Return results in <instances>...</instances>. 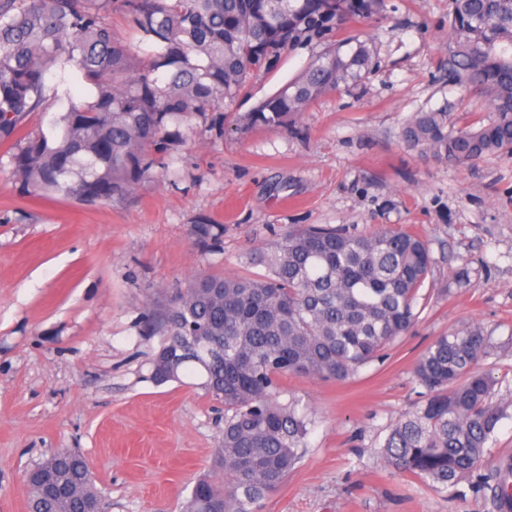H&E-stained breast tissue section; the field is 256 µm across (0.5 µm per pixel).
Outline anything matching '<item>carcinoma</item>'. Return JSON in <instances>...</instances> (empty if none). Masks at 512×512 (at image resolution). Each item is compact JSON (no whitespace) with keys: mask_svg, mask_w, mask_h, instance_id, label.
<instances>
[{"mask_svg":"<svg viewBox=\"0 0 512 512\" xmlns=\"http://www.w3.org/2000/svg\"><path fill=\"white\" fill-rule=\"evenodd\" d=\"M384 0H0V143L23 188L79 202L133 193L162 165L158 153L184 142L248 93L285 53L323 49L298 75L241 118L282 126L319 96L362 81L369 44L351 25ZM130 25L116 36L107 16ZM448 84L489 106L456 124L446 108L414 113L411 147L474 165L512 158V0H449ZM75 67L90 94L61 113L50 133L26 132L43 109L46 74ZM222 224L195 225V242L216 247ZM261 275L199 273L177 289L157 325L156 383L190 372L224 402V430L183 512H261L298 467L309 414L280 400L287 376L343 382L411 331L420 291L434 286L428 241L402 228L371 233L309 226L258 249ZM490 337L479 325L436 337L412 366L422 404L395 423L384 467L446 492L468 481L489 512H502L512 456L494 450L503 408L496 377L482 369ZM28 512H85L103 501L86 460L53 454L27 479Z\"/></svg>","mask_w":512,"mask_h":512,"instance_id":"1","label":"carcinoma"}]
</instances>
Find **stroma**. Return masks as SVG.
Instances as JSON below:
<instances>
[{"mask_svg":"<svg viewBox=\"0 0 512 512\" xmlns=\"http://www.w3.org/2000/svg\"><path fill=\"white\" fill-rule=\"evenodd\" d=\"M355 31L374 54L359 85L321 96L289 127L197 123L165 170L121 198L34 199L0 145V512H27L28 471L61 449L87 458L107 512H181L224 408L191 384L151 381L164 338L142 316H161L195 273H263L250 254L311 224L424 235L436 288L419 299L412 332L354 380H284L310 413L306 453L262 512H486L467 484L442 493L410 483L378 452L421 404L410 373L420 352L477 324L505 411L494 444L512 455V159L453 165L401 137L414 112L464 95L444 76L448 0H385ZM313 53L284 54L234 111H250ZM46 85L29 130H48L88 95L69 68L51 69ZM202 221L223 225L219 248L194 242ZM459 269L469 285L445 294Z\"/></svg>","mask_w":512,"mask_h":512,"instance_id":"stroma-1","label":"stroma"}]
</instances>
